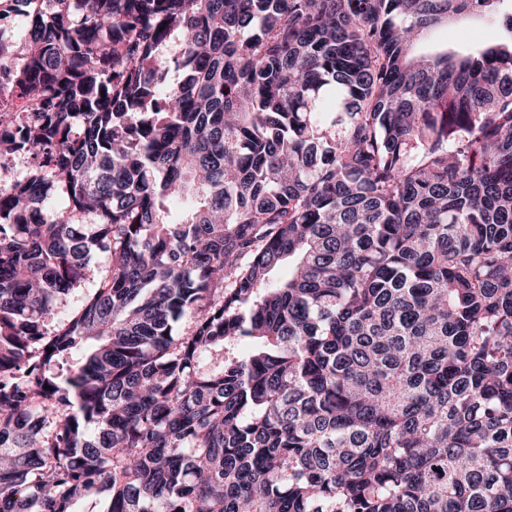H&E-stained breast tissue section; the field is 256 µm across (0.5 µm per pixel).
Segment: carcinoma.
I'll return each mask as SVG.
<instances>
[{"label":"carcinoma","instance_id":"obj_1","mask_svg":"<svg viewBox=\"0 0 512 512\" xmlns=\"http://www.w3.org/2000/svg\"><path fill=\"white\" fill-rule=\"evenodd\" d=\"M40 2L0 512H512V0ZM504 38V31L497 20L485 17L460 22L434 30L428 37V45L458 49L473 45L494 44Z\"/></svg>","mask_w":512,"mask_h":512}]
</instances>
